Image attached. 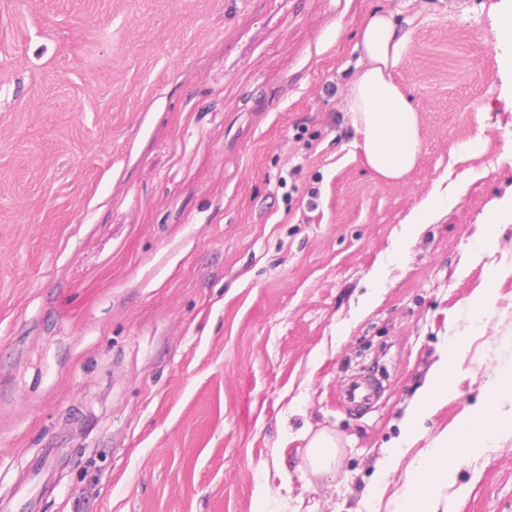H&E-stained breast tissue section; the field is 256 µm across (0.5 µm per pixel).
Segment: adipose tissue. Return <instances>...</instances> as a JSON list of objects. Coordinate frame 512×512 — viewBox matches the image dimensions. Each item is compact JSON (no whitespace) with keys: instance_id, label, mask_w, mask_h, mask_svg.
Returning <instances> with one entry per match:
<instances>
[{"instance_id":"adipose-tissue-1","label":"adipose tissue","mask_w":512,"mask_h":512,"mask_svg":"<svg viewBox=\"0 0 512 512\" xmlns=\"http://www.w3.org/2000/svg\"><path fill=\"white\" fill-rule=\"evenodd\" d=\"M409 40V32L386 12L370 13L362 22L356 49V71L344 96V111L355 132L354 144L374 173L398 180L416 165L422 151L416 106L394 80V72ZM464 172L447 187H435L400 224L394 238L396 251L415 241L447 202L469 185ZM468 335L458 331L445 337L438 358L417 390L402 421V435L371 488L382 498L388 476L398 460L418 448V461L408 470L396 499V512H438L442 492L453 481L449 458L475 459L495 446L499 435L512 431V365L493 370L494 385L485 403L464 410L432 439H425L424 422L457 396L461 355Z\"/></svg>"}]
</instances>
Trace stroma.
<instances>
[{
	"instance_id": "1",
	"label": "stroma",
	"mask_w": 512,
	"mask_h": 512,
	"mask_svg": "<svg viewBox=\"0 0 512 512\" xmlns=\"http://www.w3.org/2000/svg\"><path fill=\"white\" fill-rule=\"evenodd\" d=\"M496 2L0 0V512H394L414 453L382 500L368 487L492 271L428 435L512 364V225L469 248L512 196ZM375 9L411 29L395 79L424 148L400 182L365 165L341 108ZM480 133L481 157L452 162ZM470 167L394 255L434 182ZM302 432L336 437V468L281 488ZM448 466L447 512H512L511 431ZM472 176V170H468L444 189H442L443 181H439L431 194L416 206L404 221L399 224L394 238L395 251L402 252L415 241L425 225L431 224L442 211L446 201H448L449 207L454 198L458 197L467 188ZM489 212L493 220L484 225L483 234L473 244L476 252H483L486 249L496 246L500 232L510 223L512 216L511 199H495L489 203ZM497 280L498 274L492 272L489 276L488 288L469 302L471 318L474 321L481 322L488 314V309L495 298Z\"/></svg>"
}]
</instances>
